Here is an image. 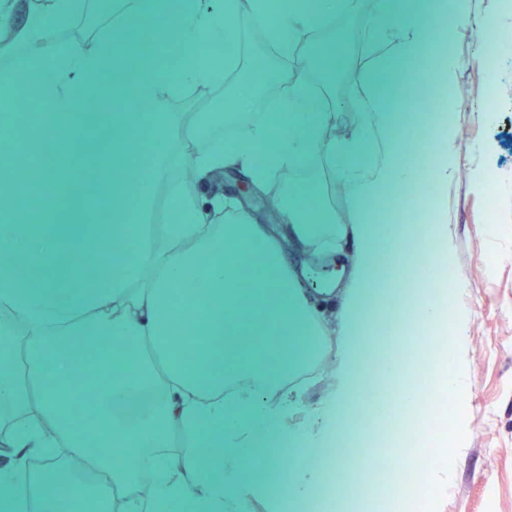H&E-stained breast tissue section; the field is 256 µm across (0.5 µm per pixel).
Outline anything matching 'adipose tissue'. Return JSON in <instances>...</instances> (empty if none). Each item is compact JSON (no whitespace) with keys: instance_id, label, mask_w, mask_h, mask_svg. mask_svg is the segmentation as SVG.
<instances>
[{"instance_id":"adipose-tissue-1","label":"adipose tissue","mask_w":512,"mask_h":512,"mask_svg":"<svg viewBox=\"0 0 512 512\" xmlns=\"http://www.w3.org/2000/svg\"><path fill=\"white\" fill-rule=\"evenodd\" d=\"M17 0H0V30L28 46L24 65L42 118L22 128L23 148L38 157L65 152L74 132L112 139L119 175L94 186L69 182L53 196L56 175L0 182L12 209L0 212V406L37 407L59 431L17 428L16 457L57 445L82 454L97 479L64 481L56 470L40 482L51 496L25 488L19 469L0 474V512H269L275 502L349 498L353 437L368 374L361 336L369 321L398 307L407 226L380 224L379 207L431 174L449 185L459 170L456 123L435 129L437 152L414 153L397 109L406 79L455 89L468 67L457 51V20L485 16V0H375L360 31L366 54L352 63L351 38L328 41L315 66L256 70L248 89L287 88L284 122L266 114L242 120L232 145L199 142L209 118L187 124L166 109L186 84L209 90L239 66L233 46L241 25L295 49L301 33L333 23L355 0H128L109 34L58 46L83 0H46L15 25ZM113 67L116 112L83 111L89 91ZM343 74L359 103L349 130H331V113L314 102L312 70ZM135 111H126L128 97ZM319 162L343 189L336 208L284 202L282 223L261 224L251 211L214 197L200 207L180 174L204 180L227 168L255 183L284 167ZM53 197L50 223L22 231L25 207ZM110 211L91 231L90 202ZM93 241L103 260L86 272L76 257ZM441 345L449 359L448 394L468 390L464 309L451 313ZM85 337L84 349L71 346ZM392 388L373 403L377 420L403 422L419 388L400 385L403 367L385 360ZM332 384L313 403L318 376ZM147 404L123 413L138 397ZM85 408L82 428L71 403ZM96 452H89V445Z\"/></svg>"}]
</instances>
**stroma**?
I'll use <instances>...</instances> for the list:
<instances>
[{
	"label": "stroma",
	"mask_w": 512,
	"mask_h": 512,
	"mask_svg": "<svg viewBox=\"0 0 512 512\" xmlns=\"http://www.w3.org/2000/svg\"><path fill=\"white\" fill-rule=\"evenodd\" d=\"M460 27L464 37L458 50L469 60L461 82L470 92L460 99L454 117L470 135L458 143L460 174L447 190V224L454 241L453 268L466 288L469 315V390L461 407L469 432L452 466L453 490L444 512H512V48L500 50L492 68H485L483 20H464ZM235 89V84L224 83L204 97L184 86L169 95L168 109L189 120L215 111L217 102ZM486 147L491 150L493 174L489 192L472 178L479 152ZM306 184L319 186L320 204L336 206L329 175L317 163L291 172L287 181L274 178L254 190L248 189L243 173L228 169L221 181L199 183L193 190L200 197L224 194L251 209L260 222L277 224L280 213L264 209L261 198ZM489 196L495 202L491 225L481 219ZM400 329L399 319L389 317L364 338L372 348L365 357L371 368L364 388L367 400L385 393L376 369L396 345Z\"/></svg>",
	"instance_id": "stroma-1"
}]
</instances>
